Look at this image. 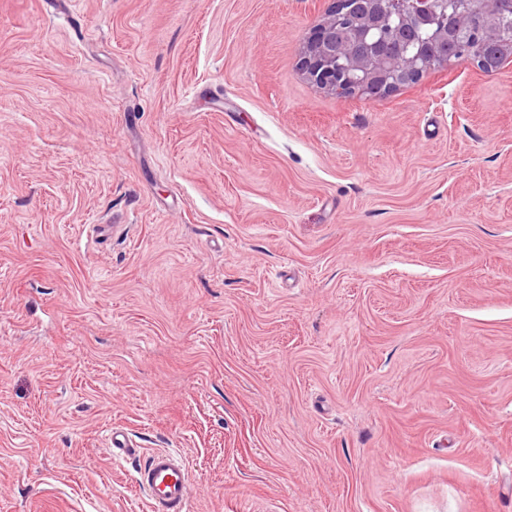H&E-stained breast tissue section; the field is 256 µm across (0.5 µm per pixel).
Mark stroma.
<instances>
[{"instance_id": "stroma-1", "label": "stroma", "mask_w": 512, "mask_h": 512, "mask_svg": "<svg viewBox=\"0 0 512 512\" xmlns=\"http://www.w3.org/2000/svg\"><path fill=\"white\" fill-rule=\"evenodd\" d=\"M330 5L0 0V512H149L115 427L189 512H512V67L329 94ZM109 442L113 459H131L141 455L142 448H137V445L121 428L112 429ZM136 487L154 512L189 511L190 484L185 467L170 450H153L136 470Z\"/></svg>"}]
</instances>
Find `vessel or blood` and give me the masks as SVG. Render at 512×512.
Masks as SVG:
<instances>
[{"instance_id":"b4317fda","label":"vessel or blood","mask_w":512,"mask_h":512,"mask_svg":"<svg viewBox=\"0 0 512 512\" xmlns=\"http://www.w3.org/2000/svg\"><path fill=\"white\" fill-rule=\"evenodd\" d=\"M110 450L115 459L143 457L135 484L148 499L152 512H188L190 484L185 467L170 450L157 449L142 455L140 448L120 428L113 429Z\"/></svg>"}]
</instances>
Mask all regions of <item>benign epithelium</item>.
Here are the masks:
<instances>
[{
    "label": "benign epithelium",
    "mask_w": 512,
    "mask_h": 512,
    "mask_svg": "<svg viewBox=\"0 0 512 512\" xmlns=\"http://www.w3.org/2000/svg\"><path fill=\"white\" fill-rule=\"evenodd\" d=\"M490 53L512 61V0H332L300 70L328 93L376 99L456 62L493 74Z\"/></svg>",
    "instance_id": "benign-epithelium-1"
}]
</instances>
